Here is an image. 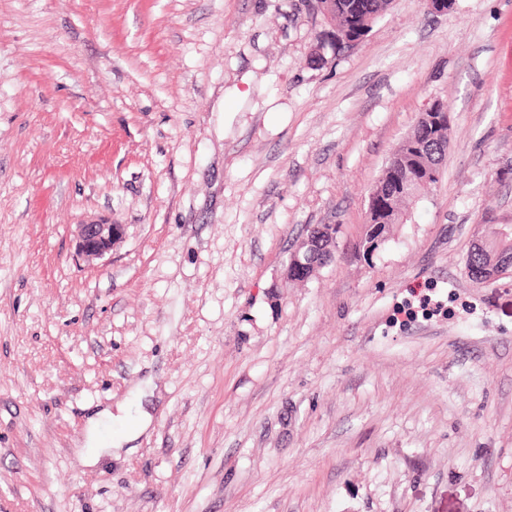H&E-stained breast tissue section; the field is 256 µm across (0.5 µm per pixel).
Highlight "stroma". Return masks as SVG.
<instances>
[{
  "mask_svg": "<svg viewBox=\"0 0 512 512\" xmlns=\"http://www.w3.org/2000/svg\"><path fill=\"white\" fill-rule=\"evenodd\" d=\"M311 0H0V512H512V0H393L324 64ZM437 183L372 258L433 102ZM123 225L97 264L73 230ZM311 224L339 227L304 284ZM439 309L404 308L411 289ZM145 409L131 445L86 464ZM486 225L487 237L486 240L479 246L473 247L466 258L465 267L468 275L478 284L487 279L507 261L512 259V229L506 230L500 227L499 224H484ZM484 225L478 226L477 234L478 241L484 235ZM502 236H511L506 239Z\"/></svg>",
  "mask_w": 512,
  "mask_h": 512,
  "instance_id": "stroma-1",
  "label": "stroma"
}]
</instances>
